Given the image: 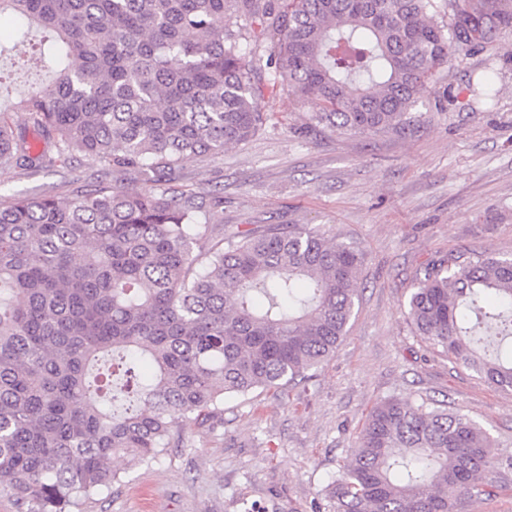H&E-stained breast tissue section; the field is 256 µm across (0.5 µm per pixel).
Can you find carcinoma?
<instances>
[{"mask_svg": "<svg viewBox=\"0 0 512 512\" xmlns=\"http://www.w3.org/2000/svg\"><path fill=\"white\" fill-rule=\"evenodd\" d=\"M0 0L46 32L51 71L0 111V168L103 162L169 180L241 145L267 121L268 86L360 134L404 130L455 56L512 24L507 0ZM233 12L253 24L234 31ZM222 203L114 183L65 203L0 208V497L71 512L114 483L111 461L148 463L179 420L224 396L279 389L347 335L365 255L308 224H264L213 242ZM416 335L512 391V259L450 253L416 275ZM490 434L433 399L368 412L315 512H459L502 487Z\"/></svg>", "mask_w": 512, "mask_h": 512, "instance_id": "1", "label": "carcinoma"}]
</instances>
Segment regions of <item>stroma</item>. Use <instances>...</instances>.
Instances as JSON below:
<instances>
[{
  "instance_id": "35a3bbf8",
  "label": "stroma",
  "mask_w": 512,
  "mask_h": 512,
  "mask_svg": "<svg viewBox=\"0 0 512 512\" xmlns=\"http://www.w3.org/2000/svg\"><path fill=\"white\" fill-rule=\"evenodd\" d=\"M32 68L23 56L0 63L10 84L0 110L18 125ZM487 73L499 90L491 108L473 93ZM260 105L268 121L255 138L192 159L165 187L221 192L214 222L228 234L311 224L357 242L365 262L349 331L309 379L180 421L150 463L115 457L118 481L74 512H312L369 410L390 397L445 400L487 429L504 492L464 512H512V469L501 464L512 456V391L433 352L404 315L429 260L485 249L512 257V27L442 69L414 107L420 123L404 132L312 126L313 104L284 89L265 90ZM111 181L82 156L65 167L0 168V205L43 194L64 202Z\"/></svg>"
}]
</instances>
